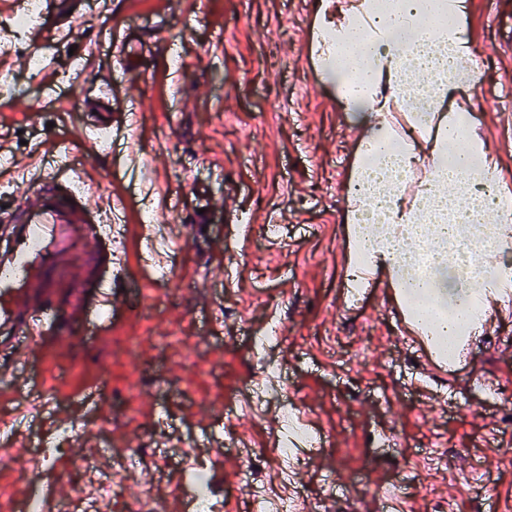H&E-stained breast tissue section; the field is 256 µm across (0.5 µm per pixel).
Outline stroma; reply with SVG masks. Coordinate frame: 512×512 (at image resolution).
<instances>
[{
	"mask_svg": "<svg viewBox=\"0 0 512 512\" xmlns=\"http://www.w3.org/2000/svg\"><path fill=\"white\" fill-rule=\"evenodd\" d=\"M317 2L208 0L200 12L194 0H83L76 46L41 21L13 34L0 66L13 103L0 116V206L23 179L19 160L83 136L89 104L109 97L112 147L89 145L96 202L105 210L122 199L119 283L147 291L144 308L120 312L117 333L137 337L145 375L167 371L198 414L223 412L210 427L171 416L166 455L236 456L220 512H242L251 495L241 448L259 458V512H390L391 495L406 512H488L491 497L512 498V312L466 339L443 374L408 339L384 275L351 292L346 186L360 130L322 79ZM466 2L482 72L473 130L512 197V0ZM31 44L44 47L36 71L24 57ZM128 45L140 50L133 70L120 57ZM133 155L150 178L130 174ZM218 200L223 211L194 223ZM147 216L178 223L180 295L163 296L144 261ZM62 366L70 383L110 368L113 423L132 443L156 440L129 393L122 345L83 337ZM281 397L311 435L285 473L274 465L288 433Z\"/></svg>",
	"mask_w": 512,
	"mask_h": 512,
	"instance_id": "obj_1",
	"label": "stroma"
}]
</instances>
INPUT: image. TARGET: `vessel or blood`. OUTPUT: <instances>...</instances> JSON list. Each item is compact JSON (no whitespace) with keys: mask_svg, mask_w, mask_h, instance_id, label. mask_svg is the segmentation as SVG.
<instances>
[{"mask_svg":"<svg viewBox=\"0 0 512 512\" xmlns=\"http://www.w3.org/2000/svg\"><path fill=\"white\" fill-rule=\"evenodd\" d=\"M56 173L37 183L24 182L15 190L14 210H0V399L19 400L24 411H50L57 428L68 425L66 410L91 406L94 428L79 437L81 457L100 472L118 468L120 457L101 445L98 431L110 416L112 380L101 369L86 391L61 396L63 377L47 348L46 337L58 345L70 344L81 328L90 335L108 331L117 310L142 306L140 292L113 287L111 279L99 280L96 300H64L56 290L60 284L72 288L84 285L85 263L112 248V232L93 223L92 202L100 179L88 161V150L75 139H63ZM37 357L44 370L41 383H31L24 365ZM185 463L172 464L154 455L141 470L147 488L165 486L159 495L160 512H186ZM53 476L40 484L13 490L15 503L37 497L44 512H58L69 503L74 489L67 482L66 468L53 464Z\"/></svg>","mask_w":512,"mask_h":512,"instance_id":"b4317fda","label":"vessel or blood"}]
</instances>
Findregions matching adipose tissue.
Segmentation results:
<instances>
[{
    "label": "adipose tissue",
    "instance_id": "ef3b65f1",
    "mask_svg": "<svg viewBox=\"0 0 512 512\" xmlns=\"http://www.w3.org/2000/svg\"><path fill=\"white\" fill-rule=\"evenodd\" d=\"M465 7V0H351L347 9L321 11L315 25L317 59L362 130L347 191L349 281L360 288L384 274L412 316L404 270L421 255L433 258L439 272L424 279L422 292L442 316L425 331L452 349L460 336L480 334L494 307L512 303V266L500 262L493 277L484 275L488 256L512 253V207L494 156L459 119L471 92L458 74L480 77L461 23ZM400 107L407 125L397 136L387 118ZM460 246L472 252L475 270L464 286L447 273Z\"/></svg>",
    "mask_w": 512,
    "mask_h": 512
}]
</instances>
